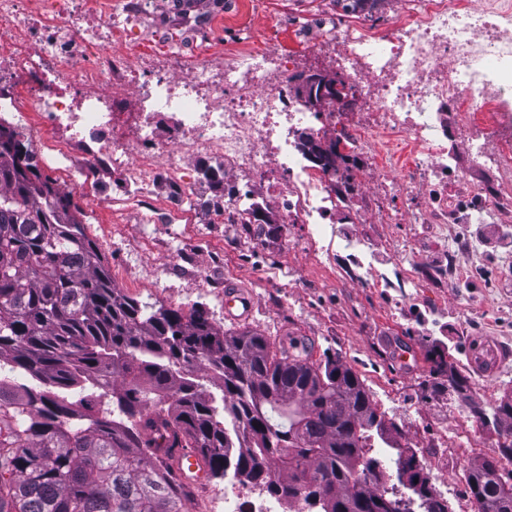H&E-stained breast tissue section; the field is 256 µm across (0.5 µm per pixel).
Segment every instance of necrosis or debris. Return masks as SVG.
Listing matches in <instances>:
<instances>
[{
  "label": "necrosis or debris",
  "instance_id": "obj_1",
  "mask_svg": "<svg viewBox=\"0 0 512 512\" xmlns=\"http://www.w3.org/2000/svg\"><path fill=\"white\" fill-rule=\"evenodd\" d=\"M0 0V108L37 162L83 190L112 194L143 223L192 214L249 227L274 207L331 235L362 199L381 224H464L512 207V0H409L362 21L304 23L307 49L332 57L360 111L297 97L281 46L225 53L211 0ZM223 64H214L215 56ZM130 89L136 106L117 95ZM471 136L481 179L459 167L448 129ZM331 131L349 162L313 163L301 137ZM497 142L495 152L484 148ZM383 184L369 196V180ZM280 512L263 491L194 490L191 512Z\"/></svg>",
  "mask_w": 512,
  "mask_h": 512
}]
</instances>
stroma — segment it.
<instances>
[{"label": "stroma", "instance_id": "35a3bbf8", "mask_svg": "<svg viewBox=\"0 0 512 512\" xmlns=\"http://www.w3.org/2000/svg\"><path fill=\"white\" fill-rule=\"evenodd\" d=\"M225 51L270 38L298 56L302 70L335 75V63L303 51L293 19L337 12L335 0H222ZM94 202L73 194L72 214L99 247L115 284L142 303L203 309L225 332L257 331L275 346H307L314 362L340 359L373 401L417 449L448 512H476L468 469L498 456L496 435L447 389L433 390L437 351L466 375L475 401L495 405L512 394V223L379 224L370 212L335 224L324 243L313 228L262 216L266 240L244 239L234 224H142L111 204L108 184L92 187ZM234 284L251 292L244 323L224 315L222 294ZM489 338L505 354L493 372L473 369L468 351Z\"/></svg>", "mask_w": 512, "mask_h": 512}]
</instances>
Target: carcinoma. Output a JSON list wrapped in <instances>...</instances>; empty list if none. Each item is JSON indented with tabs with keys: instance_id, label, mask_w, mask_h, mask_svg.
<instances>
[{
	"instance_id": "carcinoma-1",
	"label": "carcinoma",
	"mask_w": 512,
	"mask_h": 512,
	"mask_svg": "<svg viewBox=\"0 0 512 512\" xmlns=\"http://www.w3.org/2000/svg\"><path fill=\"white\" fill-rule=\"evenodd\" d=\"M448 388L472 406L466 376ZM472 414L512 463V400ZM400 436L340 361L122 294L70 195L0 143V512H185L176 459L156 448H191L204 475L231 468L290 509L448 512ZM466 481L477 512H512L499 460Z\"/></svg>"
}]
</instances>
